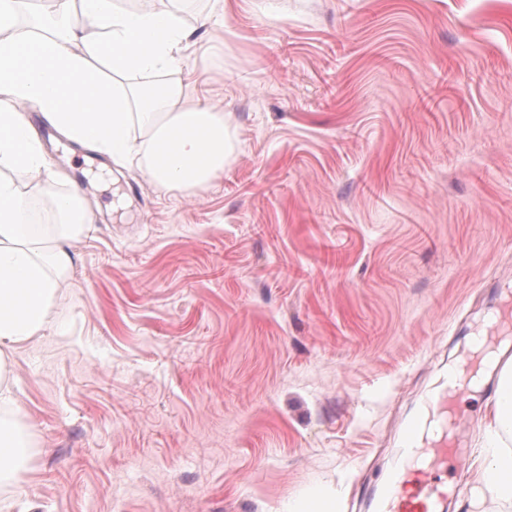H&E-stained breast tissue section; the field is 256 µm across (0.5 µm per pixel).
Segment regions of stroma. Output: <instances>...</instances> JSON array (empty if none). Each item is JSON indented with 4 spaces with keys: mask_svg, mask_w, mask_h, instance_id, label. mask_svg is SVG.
<instances>
[{
    "mask_svg": "<svg viewBox=\"0 0 512 512\" xmlns=\"http://www.w3.org/2000/svg\"><path fill=\"white\" fill-rule=\"evenodd\" d=\"M184 97L235 154L187 194L29 116L92 222L15 356L9 512H345L512 284V0H185ZM495 388L456 408L465 488ZM343 499L320 489L313 490L305 499L288 505L289 512H342Z\"/></svg>",
    "mask_w": 512,
    "mask_h": 512,
    "instance_id": "35a3bbf8",
    "label": "stroma"
}]
</instances>
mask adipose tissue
<instances>
[{
  "label": "adipose tissue",
  "mask_w": 512,
  "mask_h": 512,
  "mask_svg": "<svg viewBox=\"0 0 512 512\" xmlns=\"http://www.w3.org/2000/svg\"><path fill=\"white\" fill-rule=\"evenodd\" d=\"M181 0H51L40 29H17L20 0H0V486L25 481L34 451L14 392L17 347L43 335L57 317L58 291L73 267L71 245L89 219L77 194L61 192L22 109L35 105L69 141L136 163L165 190L192 192L220 174L234 153L231 125L209 104L186 103L160 74L186 64L193 34ZM132 75L147 77L140 87ZM26 174L16 184L8 173ZM52 205L54 224L33 223L31 201ZM477 337L462 372L478 386L485 363L500 365L494 420L474 456L464 494L468 512H512V362Z\"/></svg>",
  "instance_id": "1"
}]
</instances>
